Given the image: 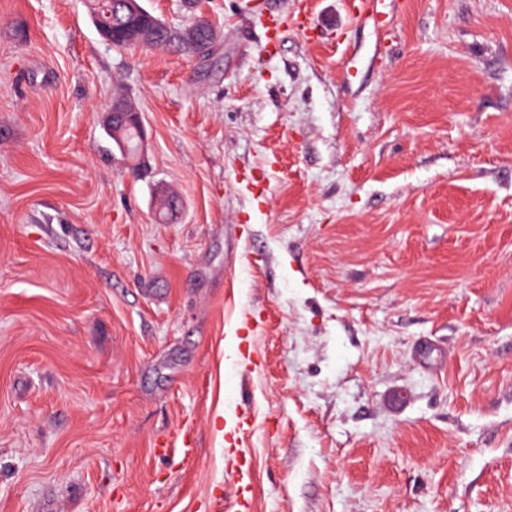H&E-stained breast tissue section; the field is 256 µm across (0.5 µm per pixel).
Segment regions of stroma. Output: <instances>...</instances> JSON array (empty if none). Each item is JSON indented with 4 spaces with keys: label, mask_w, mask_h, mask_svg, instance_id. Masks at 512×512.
I'll return each instance as SVG.
<instances>
[{
    "label": "stroma",
    "mask_w": 512,
    "mask_h": 512,
    "mask_svg": "<svg viewBox=\"0 0 512 512\" xmlns=\"http://www.w3.org/2000/svg\"><path fill=\"white\" fill-rule=\"evenodd\" d=\"M241 2L0 0V512H226L231 405L255 512H512V0ZM149 10L134 20L128 18L121 11L112 14V47L118 50L137 48L128 39L127 32L132 28L148 29L151 33L150 45L139 47L141 50L162 48L167 51L181 53L188 56L202 55L205 44L212 37H217V28L204 19L191 18L181 27H168L156 18ZM106 114H112V130L115 141L119 147V151L122 155L125 156L127 153L128 146V155L129 158L135 162L134 168H137L140 165V140L141 145L144 147L145 136H144V128L142 119L139 112H124L123 108L118 106L114 101L109 105L106 109ZM123 126H135L138 130L140 138L137 134V130L134 127H131L125 130L122 133V137L125 141L121 139L118 130ZM108 134V132H107ZM110 134V135H109ZM109 137L112 138V133L109 132Z\"/></svg>",
    "instance_id": "obj_1"
}]
</instances>
